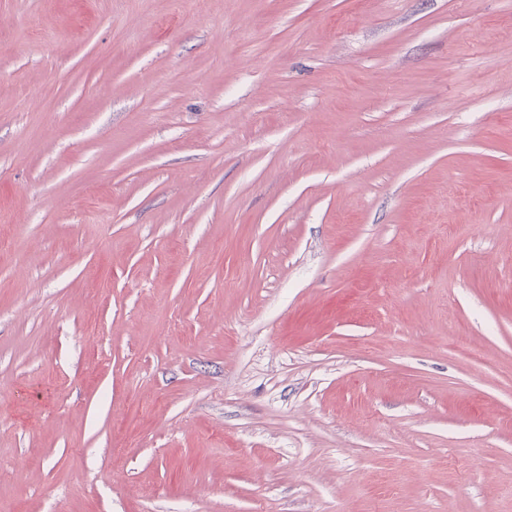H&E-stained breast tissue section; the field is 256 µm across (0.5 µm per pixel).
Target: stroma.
Listing matches in <instances>:
<instances>
[{
  "label": "stroma",
  "instance_id": "35a3bbf8",
  "mask_svg": "<svg viewBox=\"0 0 512 512\" xmlns=\"http://www.w3.org/2000/svg\"><path fill=\"white\" fill-rule=\"evenodd\" d=\"M0 213L5 512H512V0H0Z\"/></svg>",
  "mask_w": 512,
  "mask_h": 512
}]
</instances>
